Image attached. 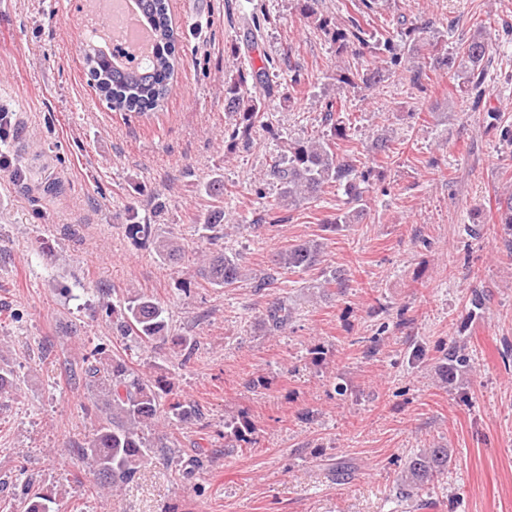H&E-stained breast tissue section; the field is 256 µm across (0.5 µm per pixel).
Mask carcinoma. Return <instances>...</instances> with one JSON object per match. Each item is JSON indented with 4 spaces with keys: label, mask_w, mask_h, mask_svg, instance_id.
<instances>
[{
    "label": "carcinoma",
    "mask_w": 512,
    "mask_h": 512,
    "mask_svg": "<svg viewBox=\"0 0 512 512\" xmlns=\"http://www.w3.org/2000/svg\"><path fill=\"white\" fill-rule=\"evenodd\" d=\"M142 12L163 43V51L152 58L146 67H119L90 40H84L80 51L84 66L96 90L114 111L142 116L162 106L171 92L170 80L179 60L176 43L179 32L173 25L169 0H139ZM337 47V90L366 88L381 85L389 78L386 64H405L410 83L424 86L428 71L448 61V48L441 41L425 37L417 26L406 27L397 37H388L376 50L389 54V59H379L359 71L350 65L345 54L355 44H367V32L355 20L332 32ZM489 44L482 34H474L460 42L455 49L450 78L457 82L461 96L470 103L472 111L480 110L484 88V60L488 57ZM274 96L269 84L266 66L253 68L247 73L224 82V98L229 111L240 116L242 129H233L231 140L240 134L247 136L264 117L265 101ZM336 105L325 104L327 132L299 140H288L275 156L265 175L279 187L278 197L270 204L272 224H285L290 219L291 207L304 200H314L331 186L343 190L348 207L336 214L333 226L353 224L362 218L368 208L366 184L369 171L354 151L340 153L337 141L348 137L346 118L335 112ZM393 129L377 130L372 149L379 153L391 150ZM496 221L505 226L510 237L505 239V256L512 258V190L498 199ZM158 254L170 263L182 258L184 249L171 240L155 242ZM323 244L317 241L302 242L277 252L269 271L251 277L254 292L271 291L279 276L285 271H306L322 264ZM200 274L209 284L231 287L248 277L235 256L224 252L203 255ZM323 287L339 291L347 287L348 279L340 270L322 271ZM292 317V308L285 298H276L265 310L263 321L272 333L285 329ZM169 325L161 305L150 295L137 294L127 299L118 320V331L141 345L168 340ZM81 376L88 381L97 402L102 405L105 419L96 433L82 449V458L94 475L92 490L118 488L132 481L141 466L148 460L152 448H168L170 444L151 442L149 430L160 417L183 421L196 413L195 406L180 400L168 401L171 382L167 376L147 375L133 369L126 360L104 354L97 348L83 358ZM225 437L237 442L247 441L246 434L254 432L252 425L241 419L224 423ZM448 469V449L427 448L410 458L404 465L399 494L411 498L432 483ZM56 497L51 493L22 498L23 512H52Z\"/></svg>",
    "instance_id": "obj_1"
}]
</instances>
